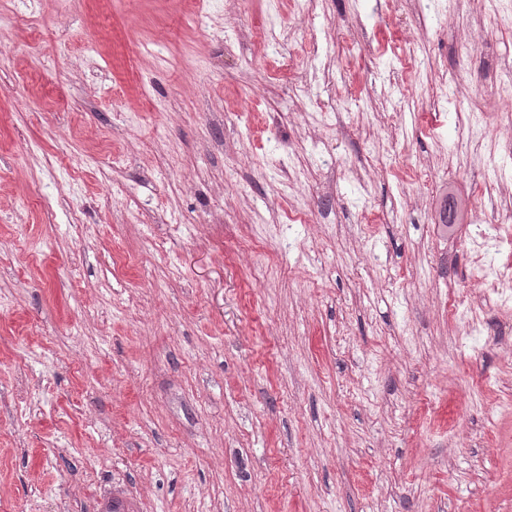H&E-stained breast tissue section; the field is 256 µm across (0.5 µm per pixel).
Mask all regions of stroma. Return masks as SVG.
<instances>
[{
  "mask_svg": "<svg viewBox=\"0 0 512 512\" xmlns=\"http://www.w3.org/2000/svg\"><path fill=\"white\" fill-rule=\"evenodd\" d=\"M0 17V512H512V318L464 344L448 319L474 294L466 206L512 180L443 101L512 81L496 17Z\"/></svg>",
  "mask_w": 512,
  "mask_h": 512,
  "instance_id": "35a3bbf8",
  "label": "stroma"
}]
</instances>
